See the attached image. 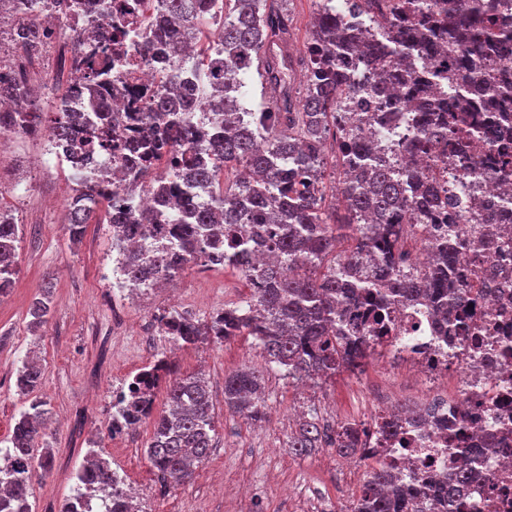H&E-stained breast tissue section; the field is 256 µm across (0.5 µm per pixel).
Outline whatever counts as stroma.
Wrapping results in <instances>:
<instances>
[{"label": "stroma", "instance_id": "35a3bbf8", "mask_svg": "<svg viewBox=\"0 0 512 512\" xmlns=\"http://www.w3.org/2000/svg\"><path fill=\"white\" fill-rule=\"evenodd\" d=\"M291 19L288 47L304 51L314 0H277ZM74 182L67 166L47 154L39 138H0V208L20 222L18 276L0 298V448L6 447L29 402L16 387L25 357L38 356L42 383L36 397L46 401L44 447L52 468L34 490L35 512H59L71 495L76 473L89 449L99 448L126 478L144 512H339L358 496L370 461L354 465L335 449L318 448L299 456L288 438L299 429L295 413L316 408L323 422L370 421L378 397L406 408L420 405L445 382L430 383L413 363L394 361L383 349L363 370L343 372L308 387L271 368L250 339L176 347L159 335L155 319L168 313L209 318L224 305L249 298L237 272L191 268L179 279L178 303L165 294L128 298L112 275V229L88 224L79 241L64 226ZM49 292L53 313L32 327L29 308L39 292ZM168 357L180 372H199L212 394L216 438L207 459L186 484L161 488L145 455L152 421L122 440H112V385L139 367ZM246 366L263 376L265 417L253 421L224 405V378Z\"/></svg>", "mask_w": 512, "mask_h": 512}]
</instances>
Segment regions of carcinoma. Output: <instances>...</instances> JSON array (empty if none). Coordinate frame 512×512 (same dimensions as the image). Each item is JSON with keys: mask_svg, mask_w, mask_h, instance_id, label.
I'll return each mask as SVG.
<instances>
[{"mask_svg": "<svg viewBox=\"0 0 512 512\" xmlns=\"http://www.w3.org/2000/svg\"><path fill=\"white\" fill-rule=\"evenodd\" d=\"M99 2L98 43L79 58L61 59V67L84 71L89 86L112 82V34L107 31L111 3ZM196 2L166 0L167 17L155 21L156 38L178 46L196 42L203 25ZM266 2L225 0L224 60H207L198 44L179 56L181 64L208 73L213 84L211 115L222 123V132L208 134L193 124L178 97L158 100L143 113L147 143L170 144L180 154L181 167L192 171L194 185L208 196L182 193L187 218L158 224L152 215L138 219L112 211L110 198L98 186L107 166L94 178L77 169L72 180L80 189L67 205L64 225L77 241L99 206L106 205L113 247L123 255L117 283L146 291L195 265L235 268L247 263L252 247L270 249L268 260L248 270V300L224 308L206 323L180 313L164 316L171 340L184 347L207 337L222 342L251 336L267 363L284 375L327 379L362 368L383 347L367 336L366 324L352 316L360 304L371 306L376 332L387 328L391 309L403 303L425 305L451 333L466 327L477 289L467 284L459 248L466 246L478 262L492 257L496 241L479 227L467 239L460 238L458 218L471 209V200L462 194H438L427 171L457 153L463 170L481 175L487 158L477 152V143L500 141L502 146L493 154L494 173L512 185L509 128H487L474 121L467 108L468 94L479 86L503 116L512 117V14L498 0H343L348 12L381 27L382 39L367 42L344 26L336 0H320L310 42L320 48L328 71L316 72L306 55L298 59L304 95L297 97L282 77L290 20L267 10ZM176 17L184 25L172 31L169 19ZM22 39L30 46L31 65L39 58L36 23H30ZM359 48L362 71L356 70ZM255 60L262 88L276 93V104L260 112L243 111L237 93L245 87L244 77ZM398 84L409 92L395 99L388 91ZM431 84L448 85V94L434 96ZM0 97L12 103L10 111L0 112V133L46 128L56 141L75 139L72 122L60 113L46 120L31 86L0 78ZM370 100L379 110L377 121L393 114L416 126L406 150L425 167L397 163L386 144L372 136L358 118ZM84 128L88 150H112L109 131L97 130L89 114ZM239 166L245 170L242 182L220 181L221 174ZM328 173L336 180L334 191L344 198L341 207L326 202ZM436 209L448 210V223L427 225V263L403 270L399 256L414 239L410 223L425 220ZM19 239L15 218L1 213L0 297L15 281ZM51 311L50 297L35 299L31 324L47 323ZM42 375L36 362L25 361L16 381L20 394L33 393ZM44 406L45 401L32 400L9 446L0 448V512H33L35 451L44 437ZM224 406L262 419L261 374L243 368L225 376ZM138 414L136 400L118 408V418L133 426L140 423ZM364 431L365 426L356 423L331 430L311 410L288 447L308 455L326 445L348 456L364 448ZM215 435V405L203 378L171 370L165 410L153 419L146 444L147 461L159 482L177 486L190 481L195 465L213 448ZM467 481L462 466L446 487L411 489L378 462L360 495L343 512H453ZM85 485L94 486L101 505L114 502L110 512H123L126 485L100 451L76 473L67 512H87Z\"/></svg>", "mask_w": 512, "mask_h": 512, "instance_id": "1", "label": "carcinoma"}]
</instances>
